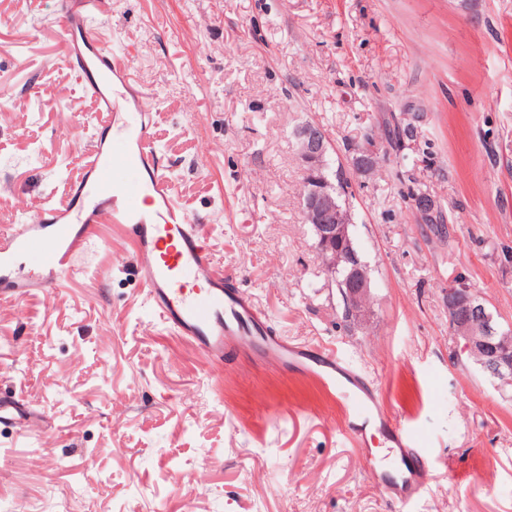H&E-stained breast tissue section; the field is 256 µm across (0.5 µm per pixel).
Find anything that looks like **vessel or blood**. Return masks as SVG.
Wrapping results in <instances>:
<instances>
[{
  "mask_svg": "<svg viewBox=\"0 0 512 512\" xmlns=\"http://www.w3.org/2000/svg\"><path fill=\"white\" fill-rule=\"evenodd\" d=\"M111 11L112 0H61L63 61L78 73L108 122L89 137L71 135L73 151L83 158V175L70 182L64 202L26 212L23 223L0 229V292L21 302L30 289L57 288L78 272L100 226L122 229L147 301L162 325L192 343L209 373H223L228 357L236 354L313 382L335 404L342 431L357 438L372 426L382 433L405 473L397 481L375 469L371 477L391 499L410 503L431 479L417 433L334 348L297 343L272 331L235 274L218 267L206 244V225L175 201L157 158L153 117L140 106L127 63L90 27L92 18ZM23 255L34 275L19 272Z\"/></svg>",
  "mask_w": 512,
  "mask_h": 512,
  "instance_id": "vessel-or-blood-1",
  "label": "vessel or blood"
}]
</instances>
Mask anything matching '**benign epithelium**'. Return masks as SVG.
<instances>
[{"mask_svg": "<svg viewBox=\"0 0 512 512\" xmlns=\"http://www.w3.org/2000/svg\"><path fill=\"white\" fill-rule=\"evenodd\" d=\"M297 153L307 167L308 179L302 198L304 222L311 225L329 277L340 268L350 269L341 291L349 318L361 324L367 317L363 306L370 294V280L361 268L351 236L349 207L338 197L342 190L324 174L329 140L317 125L306 124L295 133ZM448 326L464 341L467 355L478 353L477 363L492 378L512 373V342L478 295L468 288L448 289Z\"/></svg>", "mask_w": 512, "mask_h": 512, "instance_id": "benign-epithelium-1", "label": "benign epithelium"}]
</instances>
